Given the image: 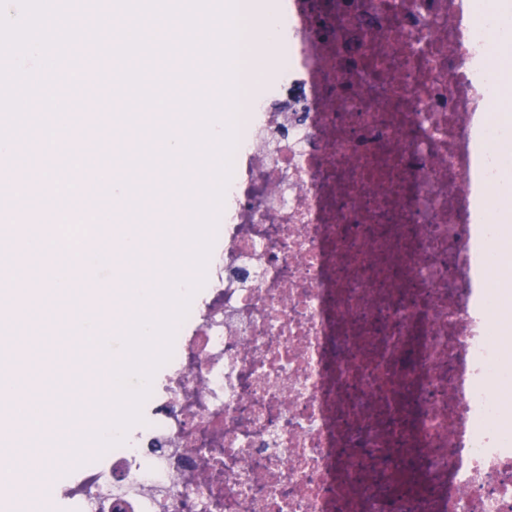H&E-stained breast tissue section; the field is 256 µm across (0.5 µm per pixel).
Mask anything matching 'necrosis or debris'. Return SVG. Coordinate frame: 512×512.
Listing matches in <instances>:
<instances>
[{
	"label": "necrosis or debris",
	"instance_id": "necrosis-or-debris-1",
	"mask_svg": "<svg viewBox=\"0 0 512 512\" xmlns=\"http://www.w3.org/2000/svg\"><path fill=\"white\" fill-rule=\"evenodd\" d=\"M482 0H280L224 243L77 512H512V239L477 221L502 32Z\"/></svg>",
	"mask_w": 512,
	"mask_h": 512
}]
</instances>
